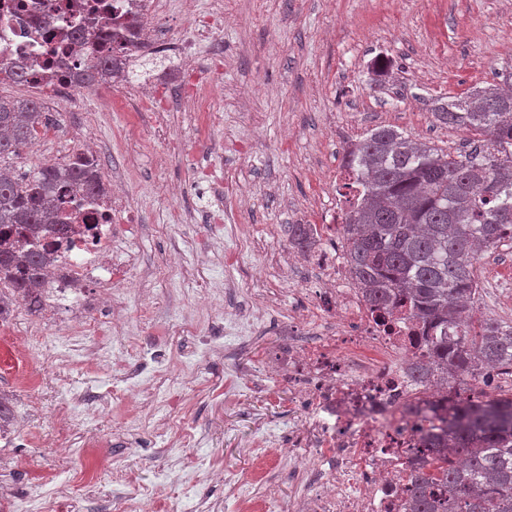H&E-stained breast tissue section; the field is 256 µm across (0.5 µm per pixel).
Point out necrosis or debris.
<instances>
[{
    "label": "necrosis or debris",
    "mask_w": 512,
    "mask_h": 512,
    "mask_svg": "<svg viewBox=\"0 0 512 512\" xmlns=\"http://www.w3.org/2000/svg\"><path fill=\"white\" fill-rule=\"evenodd\" d=\"M159 9L160 0H0V78L5 64H25L30 86L45 93L47 110H55L63 94L75 92L85 67L84 55L76 52L67 70L55 67L66 47L65 35L82 29L88 41L97 43L102 31ZM89 15L96 24H85ZM125 209L118 189L109 186L91 199L72 194L64 204L59 217L75 230L60 247V260L44 285L42 315L50 317L60 306L77 312L66 336L91 371L107 362L113 377L122 378L133 366H151L140 391H113V404L133 419L148 416L156 405L168 407L173 415L158 421L157 430L169 437L171 447L198 448L203 437L188 421L191 409L184 394L192 380L189 367L195 358L213 356L225 345L189 320L156 331L150 345L125 335L130 320H148L145 312H130L126 305L133 285L131 259L117 251L122 238L118 216ZM314 234L316 245L300 261L317 271L318 281H278L263 302L226 316L228 343L241 344L255 332L264 334L267 346L235 369L229 383L205 389L217 411L235 405L244 388L272 400L287 389V428L258 438L247 453L265 463L287 450L295 492L281 503L272 473L263 471L243 482L230 480L229 487L241 512H407L409 471L430 458L426 441L442 432L447 408L462 396L487 400L499 372L484 371L461 394L433 380L415 381L409 364L424 351L421 324L402 315L391 327L379 325L353 283L335 225H315ZM87 282L95 284L102 308L110 312L108 321L82 316ZM285 291L295 303L281 323L270 324L267 314ZM172 346L179 350L183 369L177 379L158 365ZM11 348L36 363L19 381L33 404L42 403L48 386L56 387L45 415L56 426L52 447H67L80 398L63 391L64 355L47 350L43 337L33 335L14 337ZM104 468L102 458L92 457L81 492L58 485L43 503L44 512H72L79 495L98 493ZM111 470L113 483L133 490L130 497L114 501V512H142L147 504L154 512H175L185 494L175 482L145 484L131 468Z\"/></svg>",
    "instance_id": "necrosis-or-debris-1"
}]
</instances>
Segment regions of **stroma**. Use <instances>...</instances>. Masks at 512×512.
<instances>
[{
	"mask_svg": "<svg viewBox=\"0 0 512 512\" xmlns=\"http://www.w3.org/2000/svg\"><path fill=\"white\" fill-rule=\"evenodd\" d=\"M190 17L210 32L196 37L188 63L174 47L184 41ZM158 21L172 51L155 63L132 62L130 81L60 101L62 130L46 148L63 157L77 153L76 130L96 118V156L125 193L136 228L130 247L140 281L129 305L159 326L187 318L204 325L211 317L194 308L179 271L159 277L173 243L181 245L182 269L204 266L223 288L225 307L248 304L261 290L250 279L252 269L287 254L289 225L322 223L323 200L340 216L348 141L385 125L447 152L469 149L476 133L439 123L434 105L512 77V0H163ZM144 87L154 88L160 111H137ZM197 92L206 94L211 111L223 113V125L197 130L185 104ZM228 174L236 182L233 197L224 191ZM175 208L188 223L170 226ZM217 210L225 223L250 225L257 249L228 261L221 238L206 253L196 252L193 242L207 236ZM161 289L165 297L153 299ZM70 358L67 385L90 401L75 420L62 463L53 449L37 447L55 427L48 420L27 425L17 361L0 339V393L10 397L14 414L13 428L0 440V499L12 512H34L30 470L49 475L40 490L49 496L54 485L79 475L84 442L99 433L110 436L107 456L146 483L195 460L181 449L163 453L151 424L96 413L92 401L111 389L112 377L104 368L86 372L78 353ZM187 400L207 438L204 453L222 459L225 472L251 473L246 448L288 424L285 407L256 396L225 408L219 426L202 392L188 391ZM201 495L209 512H238L223 475L200 474L180 512H195Z\"/></svg>",
	"mask_w": 512,
	"mask_h": 512,
	"instance_id": "obj_1",
	"label": "stroma"
}]
</instances>
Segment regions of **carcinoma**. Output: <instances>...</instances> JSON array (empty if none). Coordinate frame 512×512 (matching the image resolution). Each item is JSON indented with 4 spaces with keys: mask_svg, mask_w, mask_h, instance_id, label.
I'll return each mask as SVG.
<instances>
[{
    "mask_svg": "<svg viewBox=\"0 0 512 512\" xmlns=\"http://www.w3.org/2000/svg\"><path fill=\"white\" fill-rule=\"evenodd\" d=\"M80 82L94 90L112 79L117 59L89 49ZM436 120L484 139L461 154L444 153L388 126L367 130L345 151L348 189L343 251L365 300L390 319L409 311L426 324L427 364L459 387L487 366L512 372V323L477 312L476 262L483 250L512 242V88L476 89L433 109ZM45 112L34 100L0 97V159L19 155ZM98 162L82 153L63 168L42 167L26 181L0 171V286L31 308L51 263L30 239L50 228L64 180L72 191L100 187ZM288 242L315 244L309 224L288 225ZM433 468L411 474L408 512H512V397L461 399L448 409V442Z\"/></svg>",
    "mask_w": 512,
    "mask_h": 512,
    "instance_id": "obj_1",
    "label": "carcinoma"
}]
</instances>
